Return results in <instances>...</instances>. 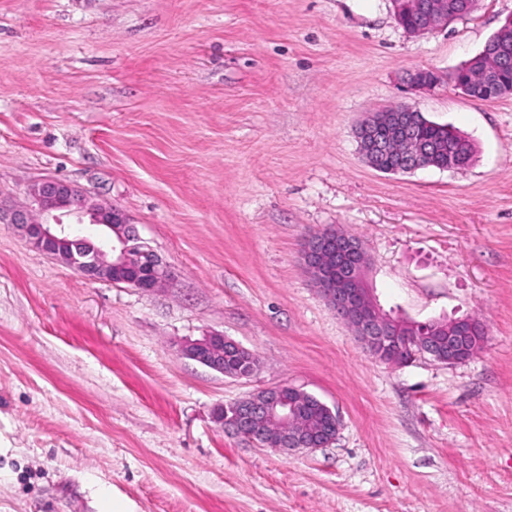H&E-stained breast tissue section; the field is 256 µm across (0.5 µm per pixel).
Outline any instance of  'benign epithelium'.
<instances>
[{
    "label": "benign epithelium",
    "instance_id": "7a95c632",
    "mask_svg": "<svg viewBox=\"0 0 512 512\" xmlns=\"http://www.w3.org/2000/svg\"><path fill=\"white\" fill-rule=\"evenodd\" d=\"M394 16L405 32L420 36L459 19L472 8L452 0H391ZM512 41V16L486 42L475 59L487 60L481 72L485 93L492 97L512 94V84L502 75L512 71V54L506 51ZM438 81L437 74L418 69L408 74L407 83L426 89ZM424 117L409 103L395 111L372 112L356 129L359 151L366 163L381 170L377 157L394 149L400 154V167L392 172H411L427 168L437 161L442 170L460 169L459 155L444 143L429 142L416 133ZM89 220L92 237L75 234L73 224ZM0 223L13 224L36 250L80 272L90 280L120 282L142 291H153L171 280V271L162 259L140 242L135 225L127 215L93 199L87 192L59 179H46L27 190L26 200L8 208L0 202ZM301 260L305 268L317 272L314 286L326 298L358 338L372 351H383L398 340L401 325L414 321L402 314L387 312L371 294L367 285L369 259L364 243L346 233L332 230L315 232L305 241ZM238 350L244 347L220 333L209 334L181 346L185 357L219 373L224 372V345ZM287 385L262 389L227 408L221 407L215 420L248 440L289 455L296 450H315L333 442L335 437L305 431L284 430L269 436L268 421L288 425L297 414L296 406L285 396Z\"/></svg>",
    "mask_w": 512,
    "mask_h": 512
}]
</instances>
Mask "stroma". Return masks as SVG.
<instances>
[{
	"label": "stroma",
	"instance_id": "stroma-1",
	"mask_svg": "<svg viewBox=\"0 0 512 512\" xmlns=\"http://www.w3.org/2000/svg\"><path fill=\"white\" fill-rule=\"evenodd\" d=\"M511 15L414 37L390 0H0V201L76 184L172 272L90 280L0 223V512H512V96L451 80ZM401 101L467 135L469 167H369L355 128ZM329 226L384 308L479 317L483 349L372 357L301 261ZM211 333L258 370L179 353ZM280 384L339 415L334 443L287 457L215 422ZM435 343L436 339L433 338L431 341L425 342L422 344V354L425 356H428L432 358L434 361H437L442 364H446L448 366L457 365L460 363H463L464 361L470 359L475 351L473 349L466 350L464 352H461V349L458 348V346H453L448 344L443 345L440 349L442 352V355L445 358H448V363L443 360V358L438 355L435 351Z\"/></svg>",
	"mask_w": 512,
	"mask_h": 512
}]
</instances>
